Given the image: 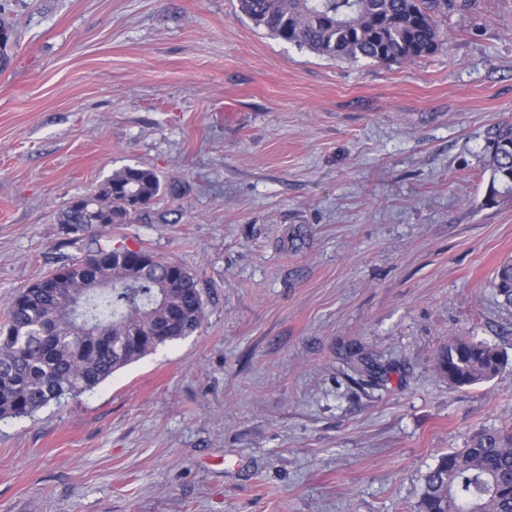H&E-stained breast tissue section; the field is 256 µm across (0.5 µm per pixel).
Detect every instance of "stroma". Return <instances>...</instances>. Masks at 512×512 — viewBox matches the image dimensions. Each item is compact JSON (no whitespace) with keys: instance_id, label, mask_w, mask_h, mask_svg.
Returning a JSON list of instances; mask_svg holds the SVG:
<instances>
[{"instance_id":"1","label":"stroma","mask_w":512,"mask_h":512,"mask_svg":"<svg viewBox=\"0 0 512 512\" xmlns=\"http://www.w3.org/2000/svg\"><path fill=\"white\" fill-rule=\"evenodd\" d=\"M0 319L77 246L57 222L113 172L166 192L122 230L191 268L202 327L86 393L0 420V512H417L425 473L512 424V0L438 20L435 54L329 60L238 0H0ZM495 345L449 386L438 349ZM387 364L363 382L352 351ZM491 144L490 190L496 193V184L512 191V124L502 123L495 128ZM493 286L501 302L512 307V259L505 260L496 268ZM503 364L496 347L470 338L455 337L438 351L436 371L456 388L489 381Z\"/></svg>"}]
</instances>
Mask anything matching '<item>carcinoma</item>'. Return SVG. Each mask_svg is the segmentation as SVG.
Wrapping results in <instances>:
<instances>
[{"mask_svg":"<svg viewBox=\"0 0 512 512\" xmlns=\"http://www.w3.org/2000/svg\"><path fill=\"white\" fill-rule=\"evenodd\" d=\"M455 0H239L255 26L332 59L411 62L440 44L436 15ZM490 190L512 191V124L491 138ZM151 168L126 166L96 195L70 200L58 223L85 239L90 212L101 223L82 255L17 292L0 325V419L31 417L61 399L75 400L160 345L192 335L205 313L195 273L138 244L112 242V226L133 224L163 193ZM493 286L512 307V259ZM503 364L496 347L455 337L438 351L436 371L456 388L489 381ZM356 365L370 382L386 368L368 355ZM418 512H512V427L474 430L465 447L442 454L423 478Z\"/></svg>","mask_w":512,"mask_h":512,"instance_id":"cac0c4a2","label":"carcinoma"}]
</instances>
